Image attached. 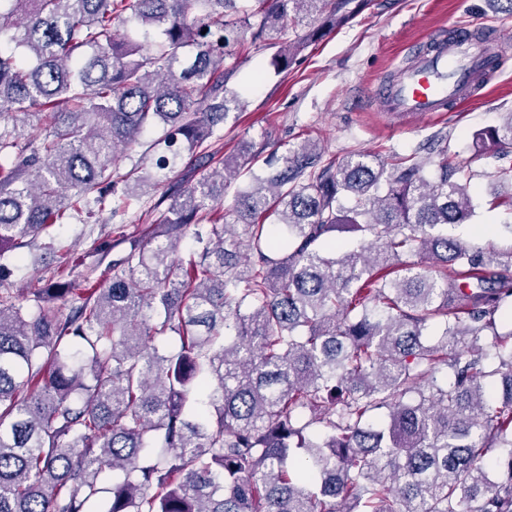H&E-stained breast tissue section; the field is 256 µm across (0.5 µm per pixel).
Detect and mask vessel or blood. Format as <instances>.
Here are the masks:
<instances>
[{"label": "vessel or blood", "mask_w": 512, "mask_h": 512, "mask_svg": "<svg viewBox=\"0 0 512 512\" xmlns=\"http://www.w3.org/2000/svg\"><path fill=\"white\" fill-rule=\"evenodd\" d=\"M504 66L481 39L460 32L415 51L413 63L401 67L397 81L377 95L385 111L397 115L445 112L462 98L478 96Z\"/></svg>", "instance_id": "b4317fda"}]
</instances>
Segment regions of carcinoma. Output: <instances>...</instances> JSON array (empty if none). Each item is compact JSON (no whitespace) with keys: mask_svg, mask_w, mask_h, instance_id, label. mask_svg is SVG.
I'll return each mask as SVG.
<instances>
[{"mask_svg":"<svg viewBox=\"0 0 512 512\" xmlns=\"http://www.w3.org/2000/svg\"><path fill=\"white\" fill-rule=\"evenodd\" d=\"M368 5L0 0V257L170 200L69 318L66 281L0 294V512H512V247L444 233L475 210L447 151L170 180L244 110L238 59L284 73ZM473 140L509 158L512 112Z\"/></svg>","mask_w":512,"mask_h":512,"instance_id":"1","label":"carcinoma"}]
</instances>
